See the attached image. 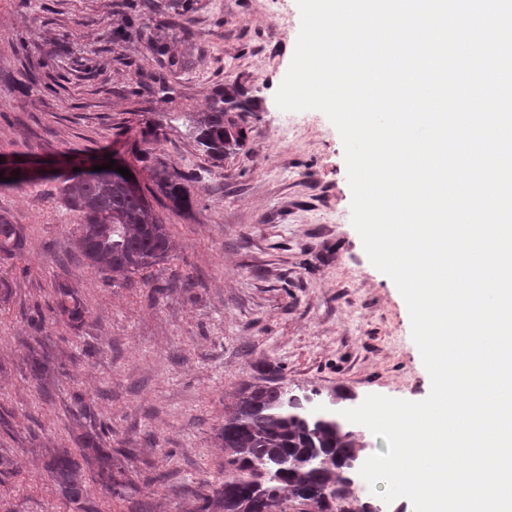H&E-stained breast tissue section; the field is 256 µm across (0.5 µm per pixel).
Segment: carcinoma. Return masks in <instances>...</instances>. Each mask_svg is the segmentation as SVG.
<instances>
[{"mask_svg":"<svg viewBox=\"0 0 512 512\" xmlns=\"http://www.w3.org/2000/svg\"><path fill=\"white\" fill-rule=\"evenodd\" d=\"M224 104V97L213 98L193 126L197 146L217 160L244 138L241 129L236 137H225L226 127L236 123ZM99 164L91 157L78 163L80 171L74 175L50 170L39 179L60 182L64 200L82 215L83 222L72 232L76 258L103 281L128 288L175 248L147 195L160 193L178 209L188 203V177L157 170L153 187L136 194L111 172L93 170ZM25 247L23 228L0 217V264L20 256ZM54 293L55 314L72 325L83 323L88 308L76 287L58 281ZM27 367L41 381L49 361L34 351ZM276 374L270 369L264 383L242 387L224 407V426L216 435V446L224 449V482L209 485L207 493L194 492L193 512H288V505L301 502L308 512H353L358 497L350 471L363 452L362 435L338 411L306 412L301 398L280 386ZM80 455L79 461L61 448L46 469L62 494L75 502L85 492L82 464L96 467L95 481L112 508V498H124L129 487L124 471H114L112 449L103 447L98 434L86 432L80 437Z\"/></svg>","mask_w":512,"mask_h":512,"instance_id":"cac0c4a2","label":"carcinoma"}]
</instances>
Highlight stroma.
<instances>
[{"instance_id":"stroma-1","label":"stroma","mask_w":512,"mask_h":512,"mask_svg":"<svg viewBox=\"0 0 512 512\" xmlns=\"http://www.w3.org/2000/svg\"><path fill=\"white\" fill-rule=\"evenodd\" d=\"M301 27L297 0H0V157H118L151 184L188 174L189 203L154 201L178 250L130 288L104 284L70 255L80 216L54 181L0 188L23 255L1 267L0 512H84L46 470L85 431L122 449L131 498L112 512H191L201 481L224 480L215 435L243 385L278 369L283 386L340 409L371 394L420 401L431 379L406 302L370 262L351 221L341 136L318 110L283 111L275 93ZM245 111L242 146L215 162L192 114L216 93ZM68 280L89 310L54 316ZM55 358L41 400L29 346ZM92 414H69L74 393Z\"/></svg>"}]
</instances>
